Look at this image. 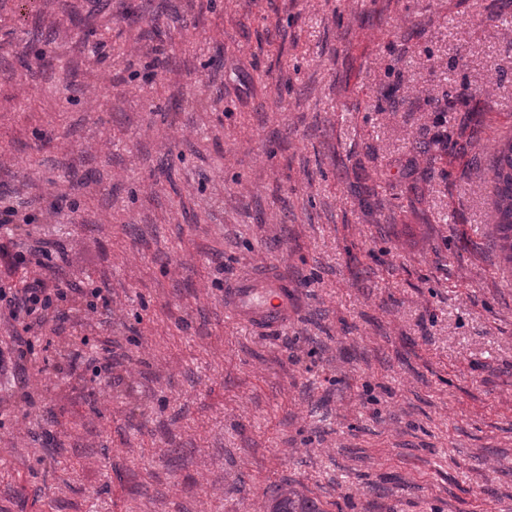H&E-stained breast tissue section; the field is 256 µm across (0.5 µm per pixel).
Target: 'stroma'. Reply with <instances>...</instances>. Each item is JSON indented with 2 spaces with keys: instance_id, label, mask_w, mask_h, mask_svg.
<instances>
[{
  "instance_id": "stroma-1",
  "label": "stroma",
  "mask_w": 512,
  "mask_h": 512,
  "mask_svg": "<svg viewBox=\"0 0 512 512\" xmlns=\"http://www.w3.org/2000/svg\"><path fill=\"white\" fill-rule=\"evenodd\" d=\"M511 139L512 0H0V512H512ZM490 172L496 212L494 245L512 266V139L493 156ZM228 295L236 318L259 331H276L287 317L288 288L275 278L241 281ZM45 285L40 280H35L28 288H25L21 303L17 301V297L7 288L0 289V313L2 306L8 308L10 316L16 319L22 311L26 315H31L36 311H45L53 305V298L47 293ZM272 500L270 512H324L317 500L296 488L278 490Z\"/></svg>"
}]
</instances>
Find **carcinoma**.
I'll return each mask as SVG.
<instances>
[{
	"instance_id": "1",
	"label": "carcinoma",
	"mask_w": 512,
	"mask_h": 512,
	"mask_svg": "<svg viewBox=\"0 0 512 512\" xmlns=\"http://www.w3.org/2000/svg\"><path fill=\"white\" fill-rule=\"evenodd\" d=\"M493 183L496 222L494 224V245L503 260L512 265V139L498 151L490 167ZM271 512H325L317 500L304 492L290 488L272 495Z\"/></svg>"
}]
</instances>
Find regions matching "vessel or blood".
Wrapping results in <instances>:
<instances>
[{
	"mask_svg": "<svg viewBox=\"0 0 512 512\" xmlns=\"http://www.w3.org/2000/svg\"><path fill=\"white\" fill-rule=\"evenodd\" d=\"M237 319L263 332L276 331L288 314V290L274 278L239 282L228 292Z\"/></svg>",
	"mask_w": 512,
	"mask_h": 512,
	"instance_id": "vessel-or-blood-1",
	"label": "vessel or blood"
}]
</instances>
